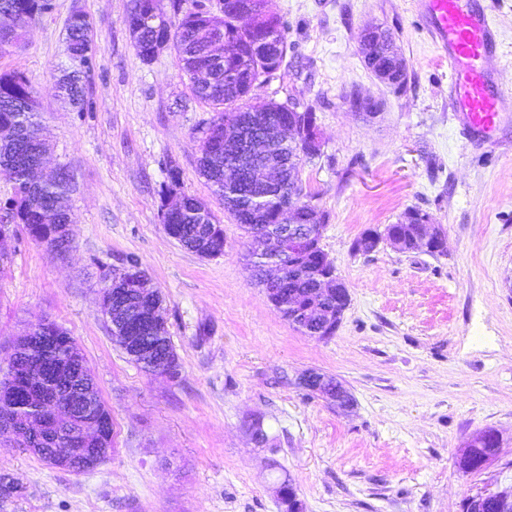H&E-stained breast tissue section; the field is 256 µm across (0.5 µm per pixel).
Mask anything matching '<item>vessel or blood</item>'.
Instances as JSON below:
<instances>
[{"instance_id": "1", "label": "vessel or blood", "mask_w": 512, "mask_h": 512, "mask_svg": "<svg viewBox=\"0 0 512 512\" xmlns=\"http://www.w3.org/2000/svg\"><path fill=\"white\" fill-rule=\"evenodd\" d=\"M420 16L453 78L448 99L466 129L487 135L512 108V89L495 80L498 32L480 0H419Z\"/></svg>"}]
</instances>
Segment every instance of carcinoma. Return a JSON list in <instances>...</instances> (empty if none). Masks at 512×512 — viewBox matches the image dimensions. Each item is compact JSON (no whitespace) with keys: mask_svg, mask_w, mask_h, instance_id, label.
<instances>
[{"mask_svg":"<svg viewBox=\"0 0 512 512\" xmlns=\"http://www.w3.org/2000/svg\"><path fill=\"white\" fill-rule=\"evenodd\" d=\"M184 0H169V9L164 11L165 24L150 23L144 26L133 41L136 55L146 64L152 62L157 45L172 34L173 50L179 58L182 71L189 79L190 91L199 101L210 105L215 115L206 127L199 130L202 147L198 158L200 174L213 189V194L224 204V210L241 224L250 235L262 233L270 235L269 227L274 224V215L278 208L288 200V187L303 190L300 177L302 168L313 157L301 155L309 135V127L317 120L316 114L309 109L299 116V144L288 145L270 140L265 150L257 156L260 164L277 167L282 160H291L284 175L268 183H257L244 176L234 186L224 184V166L230 165L235 158L226 154L222 139L224 127L237 124L250 133L258 131L266 134L290 117L288 105L271 102L265 112L251 113L240 102L241 91L256 83H264L262 76L281 70L287 48L285 27L280 18H275L254 33L235 27L232 20L224 21L219 28L213 25V17L204 13H194L183 9ZM51 8L50 0H0V15L8 14L18 21V25L9 30H0V54L17 49L27 31L39 17ZM221 32L224 39L225 54L222 60L212 63L217 82L212 89H201L192 82L195 67L204 62L196 47L202 40L215 32ZM66 44L69 66L57 79L56 88L61 100L72 108L83 109L86 97V82L89 62L95 55L97 46L93 40V26L86 13H74L70 16ZM34 96V87L23 72L0 73V133L9 134L16 129L28 130L40 125ZM14 185V197L11 201L10 218L13 223L25 227L29 237L38 244L49 247L56 245L57 225L65 223V217L55 209L56 197L68 194L70 178L66 170L59 169L40 186L28 185L25 169L17 168L6 174ZM181 193L180 169L172 166L167 172V182L159 195V210L165 229L170 237L194 252H203L207 257H215L224 252V230L217 224L210 207L198 198L183 194L181 210L174 214L164 213L165 199L172 192ZM414 220L409 224H394L392 228L399 235L400 250L413 249V238L423 219L418 210H413ZM326 215L317 210L310 200H296V223L309 227L307 241L298 249L288 246L267 253L249 252L248 262L256 279H261L260 266L267 262L281 265L287 277V285L279 287L272 294L275 307L288 313V307L297 304L296 294L309 288L326 272L324 252L321 247V228ZM135 280L121 278L112 290L104 291L101 297L102 311L112 310L113 319L128 326L126 335L137 336L139 317H137L138 290ZM151 349L150 357L160 363L151 367L143 359L132 357L130 361L147 374H163L166 366L162 362L178 360L171 342L167 326H153V333L146 337ZM74 363H85L76 342L68 338L66 346L41 355L32 348V341L21 344L8 361L16 371L38 372L51 359ZM14 441L22 448L38 449L37 456L45 463L62 455L64 442L48 441L40 433H17Z\"/></svg>","mask_w":512,"mask_h":512,"instance_id":"cac0c4a2","label":"carcinoma"}]
</instances>
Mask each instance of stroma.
Listing matches in <instances>:
<instances>
[{"instance_id":"stroma-1","label":"stroma","mask_w":512,"mask_h":512,"mask_svg":"<svg viewBox=\"0 0 512 512\" xmlns=\"http://www.w3.org/2000/svg\"><path fill=\"white\" fill-rule=\"evenodd\" d=\"M501 42L499 83L512 88V0H481ZM0 73L31 78L52 164L72 179L66 253L12 226L0 264V358L46 316L76 341L112 415V450L74 473L0 441V475L18 486L0 512H281L290 481L304 512H460L488 481L512 484V112L491 138L469 133L448 103L452 74L418 18V0H274L287 30L277 78L251 101L313 109L322 154L302 182L327 221L321 245L350 293L336 334L307 336L252 281L249 236L199 174L193 98L174 51L145 64L132 46L129 0H51ZM94 24L97 52L84 111L65 107L54 76L67 61L74 9ZM395 33L408 79L394 89L365 67L362 26ZM382 104L366 119L352 92ZM181 188L224 228V252L202 257L171 238L159 193L170 164ZM428 214L444 252L379 245L367 230ZM135 259L163 298L175 380L149 376L113 342L99 300ZM315 369L354 397L336 408L299 384ZM260 423L266 445L254 442ZM492 428L493 465L468 474L463 444Z\"/></svg>"}]
</instances>
